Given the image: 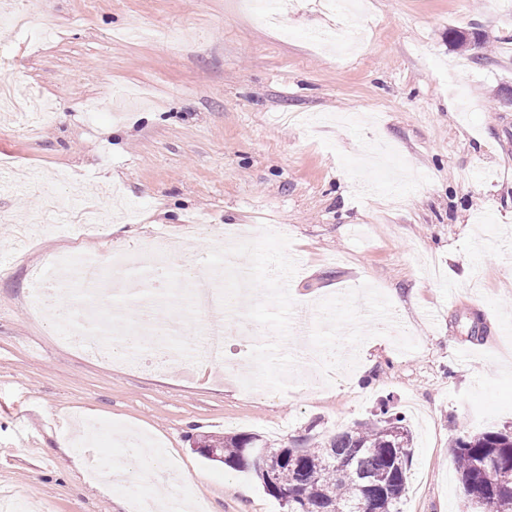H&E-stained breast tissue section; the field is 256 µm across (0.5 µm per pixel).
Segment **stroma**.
Instances as JSON below:
<instances>
[{
    "label": "stroma",
    "mask_w": 512,
    "mask_h": 512,
    "mask_svg": "<svg viewBox=\"0 0 512 512\" xmlns=\"http://www.w3.org/2000/svg\"><path fill=\"white\" fill-rule=\"evenodd\" d=\"M54 40L0 25V81L34 86L58 112L23 131L0 111V512H130L138 480L102 492L62 464L63 442L99 424L100 458L119 435L159 440L207 512H286L252 471L193 449L200 436L315 442L381 405L413 434L398 512H473L449 453L458 436L512 427V0H361L325 15L287 0L283 32L245 0H26ZM167 26L164 43L140 30ZM475 34L461 48L449 30ZM456 83H449V70ZM91 101L94 111H82ZM80 181L140 220L72 243L42 232L22 247L48 193ZM194 215L181 254L202 265L227 226L288 235L296 337L332 343L343 372L298 370L283 393L244 389L250 332L228 335L222 369L115 367L33 319L29 272L49 253L114 256Z\"/></svg>",
    "instance_id": "35a3bbf8"
}]
</instances>
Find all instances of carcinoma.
Here are the masks:
<instances>
[{"instance_id":"obj_1","label":"carcinoma","mask_w":512,"mask_h":512,"mask_svg":"<svg viewBox=\"0 0 512 512\" xmlns=\"http://www.w3.org/2000/svg\"><path fill=\"white\" fill-rule=\"evenodd\" d=\"M412 435L404 418L382 410L377 418L334 434L314 446L288 450L277 462L276 483H265L262 455H281L284 446L264 443L253 451L256 438L238 434L222 439L203 438L207 448L224 455L232 470H251L274 498L288 492L298 495L288 512H352L356 490L339 464L348 462L369 480L368 512H398L412 456ZM450 452L464 494L481 512H501L512 505V431L488 430L460 436Z\"/></svg>"}]
</instances>
